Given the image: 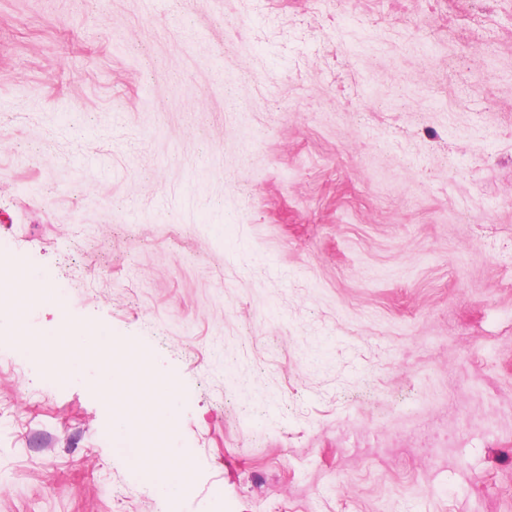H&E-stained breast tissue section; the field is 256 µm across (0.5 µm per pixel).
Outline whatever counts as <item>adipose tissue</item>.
Masks as SVG:
<instances>
[{"mask_svg":"<svg viewBox=\"0 0 512 512\" xmlns=\"http://www.w3.org/2000/svg\"><path fill=\"white\" fill-rule=\"evenodd\" d=\"M31 274L26 270L14 269L0 277V321L10 326H18L23 310L29 305L30 298L16 294L14 285L29 280ZM69 342L66 364L73 374L83 373L101 353H110V360L99 366L96 372V384L103 397L120 401L128 389L125 369L136 365L144 371H151L153 358L147 351L136 350L120 345L111 332L105 328L74 327L68 332ZM180 400L179 384L175 378L166 377L156 385L147 387L143 392L140 415L164 424L168 429H176V406Z\"/></svg>","mask_w":512,"mask_h":512,"instance_id":"ef3b65f1","label":"adipose tissue"}]
</instances>
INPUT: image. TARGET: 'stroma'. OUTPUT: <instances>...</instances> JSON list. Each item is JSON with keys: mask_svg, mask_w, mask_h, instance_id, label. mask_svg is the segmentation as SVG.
<instances>
[{"mask_svg": "<svg viewBox=\"0 0 512 512\" xmlns=\"http://www.w3.org/2000/svg\"><path fill=\"white\" fill-rule=\"evenodd\" d=\"M16 265L0 512H512V0H0ZM71 326L179 379L187 493ZM67 336H69V342L64 348L68 352L66 364L73 374L83 373L101 353L107 352L111 355V359L97 369L96 384L102 396L112 399L113 407L115 405L119 407L112 414L113 433L127 439L131 431L128 428L129 417L121 408L120 400L128 390L125 369L133 364L149 373L154 364L152 356L145 350L120 346L119 341L106 328L77 326L71 328ZM112 351L116 352L115 360L112 358ZM141 448L139 463L141 465L145 462H150L152 466V476L157 493L164 498H174L181 493H186L190 490V485L185 484L177 487L179 478L171 475V468L173 463L170 455L168 454L169 448Z\"/></svg>", "mask_w": 512, "mask_h": 512, "instance_id": "1", "label": "stroma"}]
</instances>
